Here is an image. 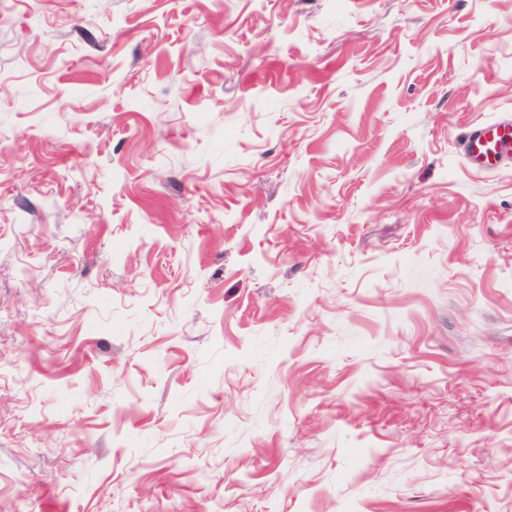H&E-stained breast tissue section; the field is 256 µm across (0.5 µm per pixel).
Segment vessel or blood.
Masks as SVG:
<instances>
[{
	"label": "vessel or blood",
	"mask_w": 512,
	"mask_h": 512,
	"mask_svg": "<svg viewBox=\"0 0 512 512\" xmlns=\"http://www.w3.org/2000/svg\"><path fill=\"white\" fill-rule=\"evenodd\" d=\"M464 155L475 170H498L512 156V121L495 120L474 127L466 136Z\"/></svg>",
	"instance_id": "1"
}]
</instances>
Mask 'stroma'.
Masks as SVG:
<instances>
[{"label": "stroma", "mask_w": 512, "mask_h": 512, "mask_svg": "<svg viewBox=\"0 0 512 512\" xmlns=\"http://www.w3.org/2000/svg\"><path fill=\"white\" fill-rule=\"evenodd\" d=\"M499 0H0V512H512ZM512 152V121L495 120L474 127L466 136L464 155L478 171L498 170Z\"/></svg>", "instance_id": "obj_1"}]
</instances>
